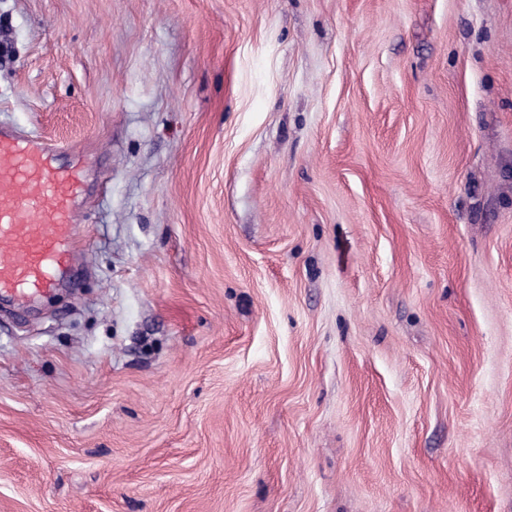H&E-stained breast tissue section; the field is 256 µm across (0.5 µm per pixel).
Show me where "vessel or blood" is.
Listing matches in <instances>:
<instances>
[{"label": "vessel or blood", "mask_w": 512, "mask_h": 512, "mask_svg": "<svg viewBox=\"0 0 512 512\" xmlns=\"http://www.w3.org/2000/svg\"><path fill=\"white\" fill-rule=\"evenodd\" d=\"M81 184L52 147L0 126V298L23 305L57 289L77 256Z\"/></svg>", "instance_id": "1"}]
</instances>
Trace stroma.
<instances>
[{
	"label": "stroma",
	"instance_id": "stroma-1",
	"mask_svg": "<svg viewBox=\"0 0 512 512\" xmlns=\"http://www.w3.org/2000/svg\"><path fill=\"white\" fill-rule=\"evenodd\" d=\"M0 123V512H512V0H0ZM82 173L42 140L0 126V298L51 295L75 263Z\"/></svg>",
	"mask_w": 512,
	"mask_h": 512
}]
</instances>
